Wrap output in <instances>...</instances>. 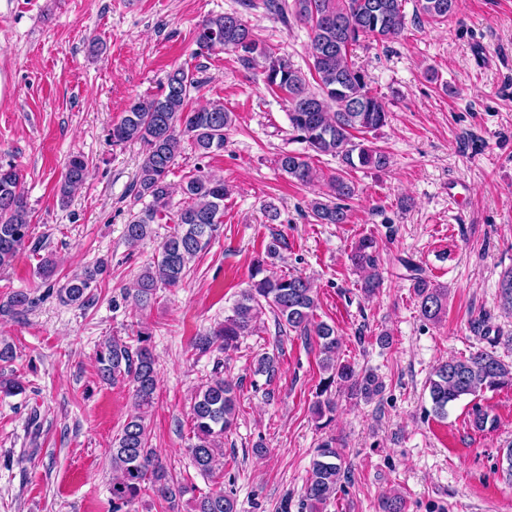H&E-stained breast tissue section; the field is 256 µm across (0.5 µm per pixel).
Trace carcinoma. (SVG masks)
Instances as JSON below:
<instances>
[{
    "label": "carcinoma",
    "instance_id": "cac0c4a2",
    "mask_svg": "<svg viewBox=\"0 0 512 512\" xmlns=\"http://www.w3.org/2000/svg\"><path fill=\"white\" fill-rule=\"evenodd\" d=\"M457 0H415L416 14L436 23L455 15ZM294 17L309 26L312 67L310 74L286 58L276 55L256 39L252 28L236 13L208 17L195 31V54L202 56L217 47L237 53L239 62L251 68L265 62L264 84L279 90L288 101L289 131L304 145V151H283L275 160L277 169L303 185L319 179L311 154L336 157L343 167L384 171L390 156L374 143L356 141V134L374 133L389 123L386 102L371 91L360 68L348 56L360 38L372 36L383 42L401 35L406 26L403 0H292ZM200 81L182 68L171 71L160 92L133 100L122 118L112 124L108 140L115 147L128 143L143 146L134 197L149 202L130 215L124 227L128 246L136 247L150 237L159 217L169 208L172 186L168 175L176 165L182 143L188 141L203 155L224 149L234 113L211 102L188 109L191 94ZM87 161L81 154L70 156L63 180L58 186L61 203L85 182ZM23 175L16 164L0 161V267L8 266L31 238L30 212L21 184ZM187 205L177 213V227L162 243L153 263L139 275L133 296L135 307L145 308L154 301L160 287H175L185 277L189 263L220 230L224 199L230 190L223 181L206 174H194L181 186ZM356 195L354 183L338 172L327 180V191L310 203L319 224H346L349 208L345 201ZM281 239L272 236L264 251L254 259L253 275H262L244 289L224 317V323L209 334L195 337L193 349L206 354L214 349L226 352L238 348L240 341L255 336L264 311L273 313L278 330L315 339L321 355L320 368L327 373L321 380L314 405L321 419L336 408L328 395L331 387L346 388L350 395L366 401L382 392V382L374 373L359 371L339 356V338L334 326L314 319L318 300L309 280L300 275L267 276L266 259L279 254ZM353 266L364 272L361 289L370 296L382 287L384 277L378 267V246L372 236L361 238L351 254ZM412 288L420 316L438 322L448 310V287L434 284L413 263ZM104 259L75 273L58 290L62 303L83 306L93 297L92 288L107 272ZM498 297L500 307L512 312V268L502 274ZM25 291H15L0 301V315H21L33 306ZM152 336L139 330L136 345L110 336L95 352L97 374L106 383L127 382L132 386L138 412L131 415L112 441L108 457L112 465V512H130L129 507L156 498L167 504L168 512H238L237 501L223 490L183 501L189 488L175 480L151 447L144 410L154 403L158 370L151 350ZM16 351L0 340V393L17 395L24 385L12 364ZM254 373L271 380L277 373V360L269 354L259 356ZM512 386V366L493 350H480L467 358H452L439 364L429 378L431 409L426 415L443 417L448 405L464 396H476ZM236 386L221 376L200 385L194 397L192 432L194 442L186 451L200 474L220 477L224 456V435L236 425ZM343 454L337 439L328 437L318 444L305 485L302 508L319 512L336 495L345 477Z\"/></svg>",
    "mask_w": 512,
    "mask_h": 512
}]
</instances>
